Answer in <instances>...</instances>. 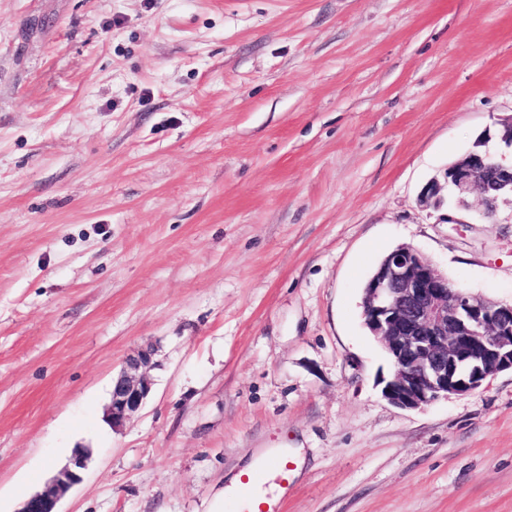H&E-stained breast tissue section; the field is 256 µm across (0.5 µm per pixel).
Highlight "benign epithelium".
Listing matches in <instances>:
<instances>
[{"label": "benign epithelium", "mask_w": 512, "mask_h": 512, "mask_svg": "<svg viewBox=\"0 0 512 512\" xmlns=\"http://www.w3.org/2000/svg\"><path fill=\"white\" fill-rule=\"evenodd\" d=\"M446 186L462 206L471 193H478L483 216L490 218L500 200L512 197V163L493 162L487 152H469L448 167ZM441 190L438 180L428 182L420 204H438ZM361 307L366 327L392 363L381 393L396 407L421 409L512 371V303L462 291L410 245L397 246L378 264ZM154 355L151 346L138 349L113 378L106 408L112 429L122 428L149 399ZM88 464L87 451L74 449L69 463L27 498L20 512H58L59 501L81 481Z\"/></svg>", "instance_id": "obj_1"}]
</instances>
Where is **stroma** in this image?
<instances>
[{"instance_id": "1", "label": "stroma", "mask_w": 512, "mask_h": 512, "mask_svg": "<svg viewBox=\"0 0 512 512\" xmlns=\"http://www.w3.org/2000/svg\"><path fill=\"white\" fill-rule=\"evenodd\" d=\"M512 115V0H0V512H512V372L420 410L360 291L402 243L512 302V202L422 187ZM153 395L104 418L124 359ZM89 455L84 448H75L69 463L42 491L27 498L19 512H60L57 505L62 497L82 479L89 464ZM254 470V464L248 462L244 464L241 470L229 479V485L224 489L226 492L237 486L239 477ZM269 468L265 463L260 464L251 476L246 477L234 489L231 497L238 502L245 504L249 509H257L259 512H280V502L270 499L264 502L262 489L268 482ZM257 505V508H254Z\"/></svg>"}]
</instances>
